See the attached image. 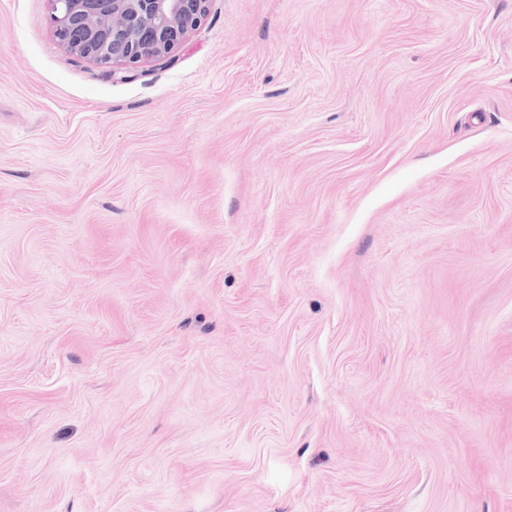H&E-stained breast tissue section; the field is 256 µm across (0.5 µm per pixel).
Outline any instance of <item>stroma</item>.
<instances>
[{"mask_svg":"<svg viewBox=\"0 0 512 512\" xmlns=\"http://www.w3.org/2000/svg\"><path fill=\"white\" fill-rule=\"evenodd\" d=\"M0 512H512V0H0ZM210 0H47L57 40L79 58L128 80L130 68L172 63Z\"/></svg>","mask_w":512,"mask_h":512,"instance_id":"stroma-1","label":"stroma"}]
</instances>
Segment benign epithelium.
Here are the masks:
<instances>
[{
	"mask_svg": "<svg viewBox=\"0 0 512 512\" xmlns=\"http://www.w3.org/2000/svg\"><path fill=\"white\" fill-rule=\"evenodd\" d=\"M209 0H47L57 40L79 58L126 79L130 68L175 60Z\"/></svg>",
	"mask_w": 512,
	"mask_h": 512,
	"instance_id": "7a95c632",
	"label": "benign epithelium"
}]
</instances>
